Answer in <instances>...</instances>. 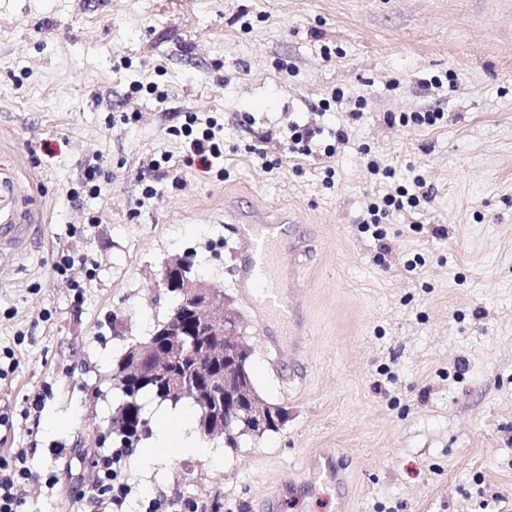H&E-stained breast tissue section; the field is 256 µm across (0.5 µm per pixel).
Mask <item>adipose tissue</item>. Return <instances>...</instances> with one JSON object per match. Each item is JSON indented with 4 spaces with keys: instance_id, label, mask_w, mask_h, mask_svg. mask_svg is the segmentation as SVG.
<instances>
[{
    "instance_id": "adipose-tissue-1",
    "label": "adipose tissue",
    "mask_w": 512,
    "mask_h": 512,
    "mask_svg": "<svg viewBox=\"0 0 512 512\" xmlns=\"http://www.w3.org/2000/svg\"><path fill=\"white\" fill-rule=\"evenodd\" d=\"M163 428L154 442L141 448L140 465L147 470L157 469L171 452L214 457L213 449L203 446L191 432L189 410H162L158 413Z\"/></svg>"
}]
</instances>
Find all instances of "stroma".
Segmentation results:
<instances>
[{
	"label": "stroma",
	"mask_w": 512,
	"mask_h": 512,
	"mask_svg": "<svg viewBox=\"0 0 512 512\" xmlns=\"http://www.w3.org/2000/svg\"><path fill=\"white\" fill-rule=\"evenodd\" d=\"M427 110L443 123L386 121ZM188 112L219 125L210 170L185 164ZM292 121L348 139L295 157ZM373 153L392 177L372 181ZM95 164L100 195L72 200ZM418 172L423 228L394 213L376 240L367 193ZM247 209L305 242L289 326L243 297ZM1 224L0 462L26 453L23 512H91L113 370L172 304L163 261L187 254L288 419L236 449L206 437L218 466L176 453L150 472L127 449L124 512L160 495L176 512H488L495 493L512 512V0H0Z\"/></svg>",
	"instance_id": "1"
}]
</instances>
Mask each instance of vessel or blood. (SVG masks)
Wrapping results in <instances>:
<instances>
[{
    "label": "vessel or blood",
    "mask_w": 512,
    "mask_h": 512,
    "mask_svg": "<svg viewBox=\"0 0 512 512\" xmlns=\"http://www.w3.org/2000/svg\"><path fill=\"white\" fill-rule=\"evenodd\" d=\"M236 221L249 227L253 236L254 258L245 277L250 304L287 315L288 290L295 285V273L283 256L277 222L259 212L238 215Z\"/></svg>",
    "instance_id": "obj_1"
}]
</instances>
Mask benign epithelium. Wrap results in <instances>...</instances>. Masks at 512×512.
<instances>
[{
    "label": "benign epithelium",
    "instance_id": "obj_1",
    "mask_svg": "<svg viewBox=\"0 0 512 512\" xmlns=\"http://www.w3.org/2000/svg\"><path fill=\"white\" fill-rule=\"evenodd\" d=\"M159 286L176 301L173 314L158 331L166 342L150 339L128 349L122 367L129 388L134 391L149 383L170 400L207 405L201 428L208 436L228 435L241 424L258 436L282 426L285 409L261 399L247 380L242 355L253 349L224 293L192 274L185 256L163 262ZM145 429L144 425L127 429L126 419L120 416L100 438L113 433L126 448Z\"/></svg>",
    "mask_w": 512,
    "mask_h": 512
}]
</instances>
